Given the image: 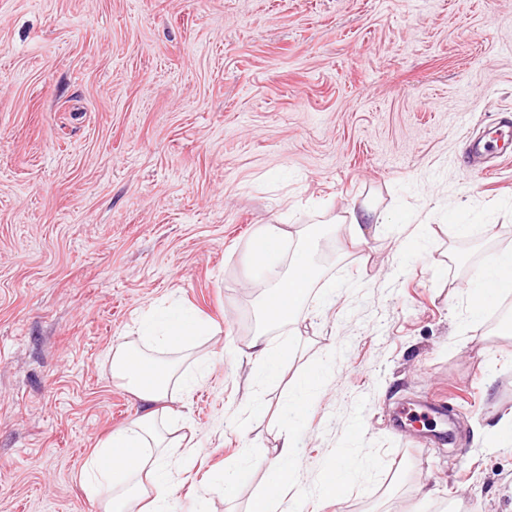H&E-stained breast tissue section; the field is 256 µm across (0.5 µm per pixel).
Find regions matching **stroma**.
<instances>
[{"label": "stroma", "mask_w": 512, "mask_h": 512, "mask_svg": "<svg viewBox=\"0 0 512 512\" xmlns=\"http://www.w3.org/2000/svg\"><path fill=\"white\" fill-rule=\"evenodd\" d=\"M506 118L512 0H0V512H99L84 463L141 409L105 354L173 301L218 333L171 404L169 457L194 459L171 512H249L271 480L250 461L316 368L294 512H512V336L492 324L512 304L475 320L466 299L512 250V144L490 175L464 163ZM267 224L285 252L335 251L282 329L261 317ZM431 397L452 440L394 421ZM342 448L371 469L327 499ZM505 274L512 277V251L496 252L484 265L483 278L498 279ZM256 355L261 362L263 376L268 380H275L279 377L283 355L282 352L269 347L257 349Z\"/></svg>", "instance_id": "35a3bbf8"}]
</instances>
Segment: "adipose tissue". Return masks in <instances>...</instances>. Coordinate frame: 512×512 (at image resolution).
<instances>
[{
  "instance_id": "1",
  "label": "adipose tissue",
  "mask_w": 512,
  "mask_h": 512,
  "mask_svg": "<svg viewBox=\"0 0 512 512\" xmlns=\"http://www.w3.org/2000/svg\"><path fill=\"white\" fill-rule=\"evenodd\" d=\"M259 239L258 263L276 275L273 288L267 289L266 294L282 295L288 300L282 308L265 304L263 322L272 328L285 327L293 321L310 292L311 279L299 278L298 273L312 270L317 243L314 238H302L287 274L281 276L275 272L281 254V227L264 225ZM210 333V328L200 323L192 310L171 308L147 316L142 345L120 343L108 352L113 377L141 401L143 412L131 423L114 430L84 465L81 483L101 512H170L169 504L178 486L170 476L165 451L175 447L176 440L157 405L170 395L174 386L186 385L187 379L178 373L175 362L158 363L151 352L175 343L189 344ZM321 383L322 375L317 371L299 381L284 415L286 432L281 446L267 463L273 483L253 501L250 512H280L278 490L287 484L297 463L294 434L301 429L302 412Z\"/></svg>"
}]
</instances>
